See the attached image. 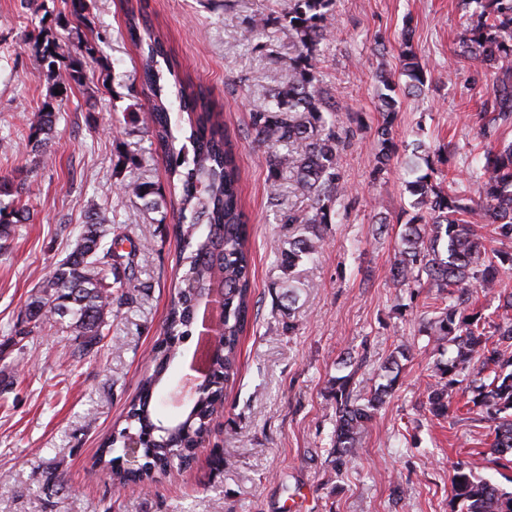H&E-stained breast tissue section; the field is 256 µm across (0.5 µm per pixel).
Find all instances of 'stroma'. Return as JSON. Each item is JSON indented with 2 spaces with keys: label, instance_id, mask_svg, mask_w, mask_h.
Listing matches in <instances>:
<instances>
[{
  "label": "stroma",
  "instance_id": "35a3bbf8",
  "mask_svg": "<svg viewBox=\"0 0 512 512\" xmlns=\"http://www.w3.org/2000/svg\"><path fill=\"white\" fill-rule=\"evenodd\" d=\"M166 36L186 79L206 90L236 146L244 211L252 227L257 321L242 340L239 374L224 411L191 468L163 474L148 488L113 489L92 468L150 365L174 286L179 250L172 227L120 189L131 178L165 184L167 166L150 134L131 124L147 97L135 73L141 50L125 29L127 0H92L86 31L95 48L89 90L74 89L57 112L52 160L33 167L24 135L46 94L39 64L25 44L36 7L65 11L64 0H0V175L31 183V223L16 225L0 248V512H452L449 472L462 459L504 482L511 472L489 453V422L451 411L437 419L421 405L437 363L452 345L430 342L424 326L433 288H399L387 278L401 221L413 213L407 165L422 143L441 152L438 170L467 173L480 142V104L492 88L485 66L458 54L468 14L459 0H335L334 29L316 56L339 126L353 135L340 152L348 199L336 206L314 262L294 273L302 284L290 309L277 307V246L298 233L285 210L305 213L310 200L289 172L270 181L247 134L251 110L288 78L294 49L278 22L283 0H142ZM270 24L253 40L257 17ZM426 70L418 93L397 88L388 175L377 177L374 133L382 122L380 74L399 75L405 29ZM107 210L127 235L144 284L108 335L90 351L45 330L25 346L6 329L31 291L65 259L89 206ZM385 233H378L380 222ZM401 361L391 396L369 423L355 458L337 471L327 462L335 424L330 385L359 361L353 387L380 380L396 347ZM229 461L216 468L210 448ZM56 473L65 491L47 494Z\"/></svg>",
  "mask_w": 512,
  "mask_h": 512
}]
</instances>
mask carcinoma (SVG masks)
Returning a JSON list of instances; mask_svg holds the SVG:
<instances>
[{"instance_id":"1","label":"carcinoma","mask_w":512,"mask_h":512,"mask_svg":"<svg viewBox=\"0 0 512 512\" xmlns=\"http://www.w3.org/2000/svg\"><path fill=\"white\" fill-rule=\"evenodd\" d=\"M469 21L458 37L460 56L477 60L495 75L483 104L487 125L512 122V0H463ZM66 12L53 20L42 16L37 33L26 36L48 81L47 94L25 140L31 163L44 167L51 159L56 105L86 80V59L94 47L82 38L89 25L88 0H65ZM333 0H287L281 15L295 56L288 65V82L276 89L264 106L250 112L252 143L263 149L270 173L271 196L276 181L286 170L297 188L311 199L303 215L288 212L284 224L302 225V233L288 240L278 261L283 278L280 305L296 302L299 286L294 269L314 261L326 228L336 219V203L349 196L337 156L344 144L336 115L330 109L317 77V47L330 36ZM68 33L72 47L63 51L58 30ZM126 31L143 56L142 85L150 106L145 117L133 112L167 158L169 186L139 180L122 184L125 194L143 201L145 209L160 214L159 224L172 218L179 248V269L163 323V340L152 352L155 364L139 395L128 406L124 426L104 439L92 467L110 473L117 489L144 486L174 466L187 468L204 435L224 408V385L239 372L241 340L254 309L252 255L249 229L242 204L241 173L235 145L224 124L211 111L206 92L187 85L179 64L142 7L128 8ZM401 75L406 88L418 89L426 81L410 37L400 45ZM381 101L386 109L375 138L374 173L391 170L394 155L392 127L394 99L399 82L379 76ZM473 161L483 182L481 202L455 191L459 178L440 177L431 163L426 172L412 169L406 188L415 197L417 213L398 234L390 279L406 288L428 283L448 295V305L427 320L433 342L455 347L448 363L436 368L424 410L436 418L448 416L458 377L475 370L480 384L471 387L466 411L480 412L492 422L490 454L494 463L512 468V291L501 286L499 269H512V252L487 249L468 217L479 213L500 239L512 240V142L482 146ZM448 186H443V183ZM31 185L0 178V241L8 240L12 227L30 220L22 198L30 197ZM125 239L106 212L92 207L69 255L32 290L23 314L9 331L8 341L22 340L46 327L79 342L84 349L100 343L109 329V318L134 302L144 284L132 261L117 246ZM224 287L223 350L211 365L212 393L176 421L158 416L154 393L164 386L172 364L170 341H181L194 332L198 311L197 288ZM495 294L500 301L499 322L487 319L476 306V295ZM353 374L338 377L331 388L336 423L328 454L336 471L352 461L366 424L390 397L395 378L369 388L363 399L353 397ZM142 440L143 462L135 470L120 463L125 434ZM451 503L455 512H512V489L477 474L463 461L450 470Z\"/></svg>"}]
</instances>
